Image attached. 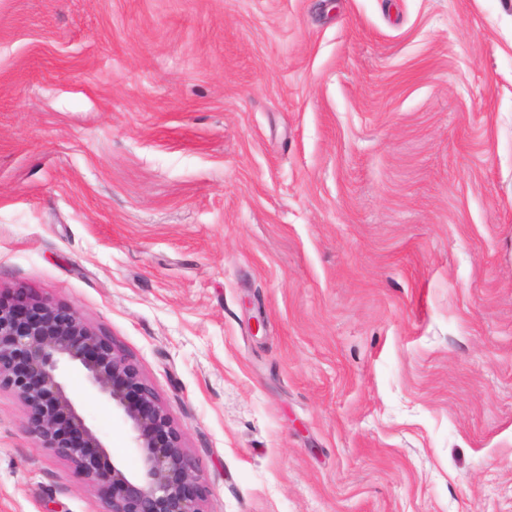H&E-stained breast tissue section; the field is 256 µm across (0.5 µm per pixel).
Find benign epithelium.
I'll return each instance as SVG.
<instances>
[{
	"mask_svg": "<svg viewBox=\"0 0 512 512\" xmlns=\"http://www.w3.org/2000/svg\"><path fill=\"white\" fill-rule=\"evenodd\" d=\"M78 370L128 425L140 468L105 467L106 446L78 411L64 380ZM27 409L26 429L94 486L105 512H204L205 489L182 430L137 363L73 310L49 298L0 300V391Z\"/></svg>",
	"mask_w": 512,
	"mask_h": 512,
	"instance_id": "benign-epithelium-1",
	"label": "benign epithelium"
}]
</instances>
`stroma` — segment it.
<instances>
[{"instance_id":"obj_1","label":"stroma","mask_w":512,"mask_h":512,"mask_svg":"<svg viewBox=\"0 0 512 512\" xmlns=\"http://www.w3.org/2000/svg\"><path fill=\"white\" fill-rule=\"evenodd\" d=\"M17 291L136 361L206 512H512V0H0ZM25 422L0 512H102Z\"/></svg>"}]
</instances>
